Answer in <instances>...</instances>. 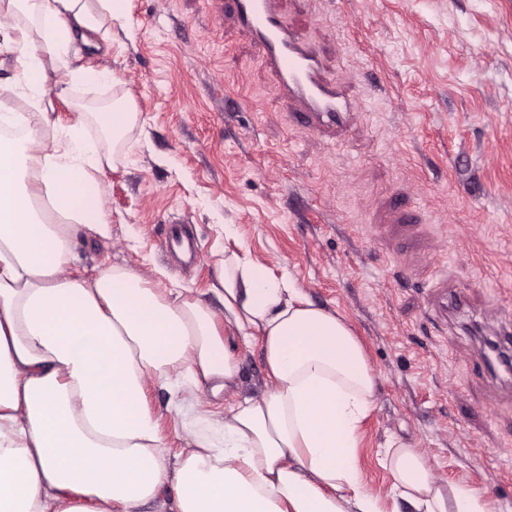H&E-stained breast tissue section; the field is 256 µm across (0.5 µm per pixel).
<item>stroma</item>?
Here are the masks:
<instances>
[{
    "label": "stroma",
    "instance_id": "stroma-1",
    "mask_svg": "<svg viewBox=\"0 0 512 512\" xmlns=\"http://www.w3.org/2000/svg\"><path fill=\"white\" fill-rule=\"evenodd\" d=\"M285 23L315 46L361 105L340 131L289 112L224 0H125L104 20L106 82L48 95L68 120L99 102L133 105L136 126L98 173L109 243L78 237L85 277L112 265L153 288L185 285L216 323L225 252L246 248L341 316L379 377L362 424L366 489L393 512L390 442L422 451L437 482H466L512 512V376L487 366L486 341L512 321V0H282ZM184 224L199 249L178 267L166 247ZM235 235L225 238V225ZM446 277L460 305L431 287ZM147 401L170 455L190 444L184 402L213 411L209 388L152 384Z\"/></svg>",
    "mask_w": 512,
    "mask_h": 512
}]
</instances>
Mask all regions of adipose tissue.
Here are the masks:
<instances>
[{"instance_id":"adipose-tissue-1","label":"adipose tissue","mask_w":512,"mask_h":512,"mask_svg":"<svg viewBox=\"0 0 512 512\" xmlns=\"http://www.w3.org/2000/svg\"><path fill=\"white\" fill-rule=\"evenodd\" d=\"M124 0H7L19 70L0 79L28 112L0 109V512H382L356 463L377 376L350 327L286 275L226 255L217 294L238 340L261 344L270 390L223 412L193 409L170 456L146 383L228 387L238 360L209 308L124 267L67 274L74 238H111L95 174L107 161L88 115L51 120L48 89L110 80L71 65ZM411 512H496L480 488L437 484L419 449L386 448Z\"/></svg>"}]
</instances>
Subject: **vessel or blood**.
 Segmentation results:
<instances>
[{
  "label": "vessel or blood",
  "mask_w": 512,
  "mask_h": 512,
  "mask_svg": "<svg viewBox=\"0 0 512 512\" xmlns=\"http://www.w3.org/2000/svg\"><path fill=\"white\" fill-rule=\"evenodd\" d=\"M226 13L257 46L282 100L307 130L346 124L359 105L328 75L316 51L283 21L280 0H225Z\"/></svg>",
  "instance_id": "1"
}]
</instances>
